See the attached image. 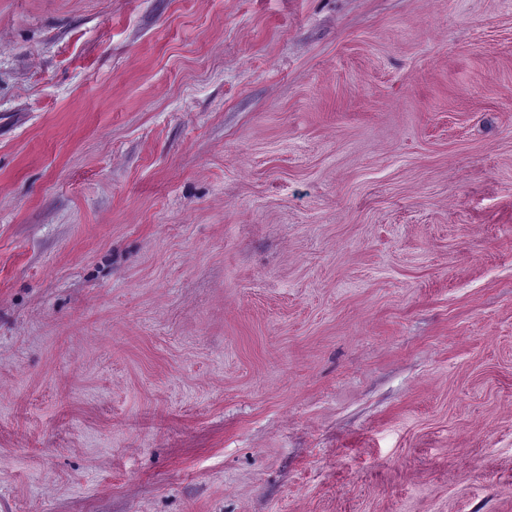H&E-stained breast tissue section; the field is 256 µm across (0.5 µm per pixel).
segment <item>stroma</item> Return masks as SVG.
Returning <instances> with one entry per match:
<instances>
[{"label": "stroma", "instance_id": "1", "mask_svg": "<svg viewBox=\"0 0 512 512\" xmlns=\"http://www.w3.org/2000/svg\"><path fill=\"white\" fill-rule=\"evenodd\" d=\"M0 512H512V0H0Z\"/></svg>", "mask_w": 512, "mask_h": 512}]
</instances>
